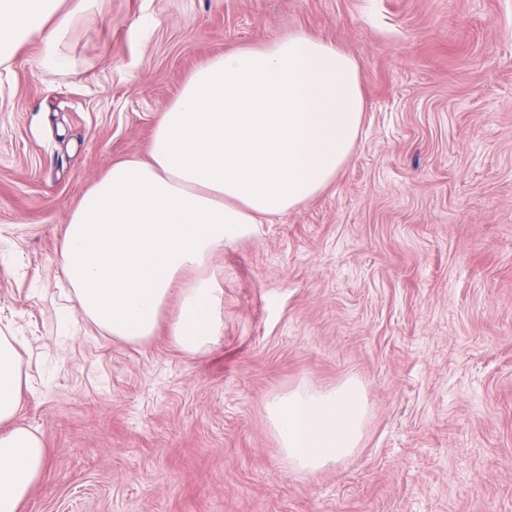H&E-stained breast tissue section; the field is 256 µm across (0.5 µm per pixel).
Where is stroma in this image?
I'll return each instance as SVG.
<instances>
[{
	"label": "stroma",
	"instance_id": "35a3bbf8",
	"mask_svg": "<svg viewBox=\"0 0 512 512\" xmlns=\"http://www.w3.org/2000/svg\"><path fill=\"white\" fill-rule=\"evenodd\" d=\"M302 32L360 65L336 181L218 252L219 342L72 313L58 252L210 58ZM0 70V336L50 450L25 512H512V0H94ZM360 382L353 456L296 471L270 399Z\"/></svg>",
	"mask_w": 512,
	"mask_h": 512
}]
</instances>
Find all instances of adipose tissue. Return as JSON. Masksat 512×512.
<instances>
[{"label":"adipose tissue","instance_id":"ef3b65f1","mask_svg":"<svg viewBox=\"0 0 512 512\" xmlns=\"http://www.w3.org/2000/svg\"><path fill=\"white\" fill-rule=\"evenodd\" d=\"M91 0H0V68L21 45L55 62L72 15ZM358 65L305 33L214 57L188 79L154 130L149 160L113 163L73 211L58 263L77 312L139 343L167 324L174 344L214 343L224 290L213 254L331 185L362 124ZM22 354L0 336V512H24L49 450L16 416ZM367 399L353 380L301 386L267 405L282 452L315 472L351 457Z\"/></svg>","mask_w":512,"mask_h":512}]
</instances>
